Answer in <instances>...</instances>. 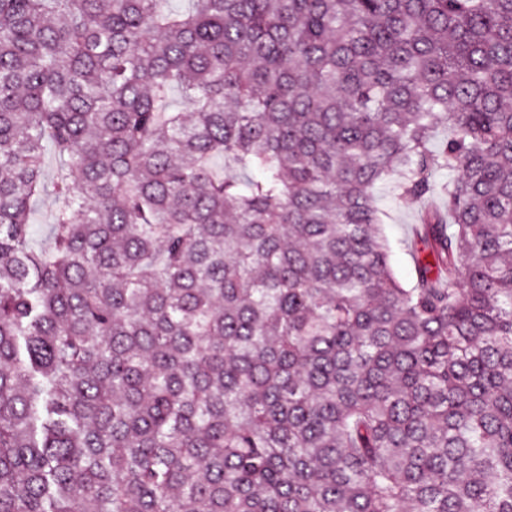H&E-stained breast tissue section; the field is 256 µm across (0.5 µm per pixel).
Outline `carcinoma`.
Wrapping results in <instances>:
<instances>
[{
    "label": "carcinoma",
    "instance_id": "1",
    "mask_svg": "<svg viewBox=\"0 0 512 512\" xmlns=\"http://www.w3.org/2000/svg\"><path fill=\"white\" fill-rule=\"evenodd\" d=\"M172 2L0 0V512H512V0ZM380 205L386 234L393 240L406 239L417 223L418 205L397 199L387 189L380 192ZM391 265L395 278L404 288H411L415 284L413 263L406 251L396 249L391 258Z\"/></svg>",
    "mask_w": 512,
    "mask_h": 512
}]
</instances>
